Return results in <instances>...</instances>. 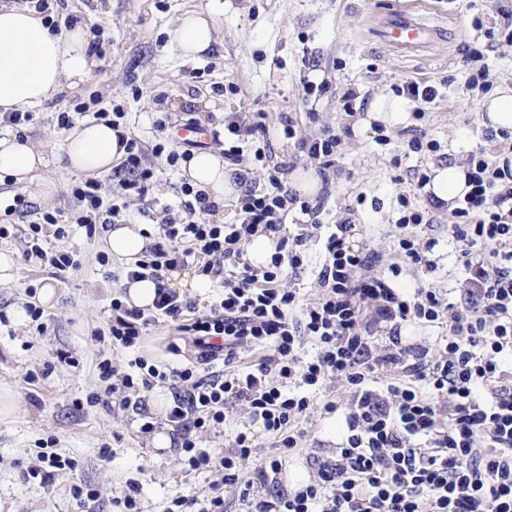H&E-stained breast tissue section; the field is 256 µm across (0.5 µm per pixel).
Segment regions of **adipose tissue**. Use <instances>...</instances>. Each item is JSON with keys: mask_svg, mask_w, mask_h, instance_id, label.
Masks as SVG:
<instances>
[{"mask_svg": "<svg viewBox=\"0 0 512 512\" xmlns=\"http://www.w3.org/2000/svg\"><path fill=\"white\" fill-rule=\"evenodd\" d=\"M212 14H185L171 32L172 43L187 57L206 52L213 41ZM83 28L66 34L51 32L36 11L0 0V113L28 112L43 105L63 86H78L91 73ZM125 154L119 129L102 122H82L67 134L63 150L54 161L85 174L110 172ZM51 160L30 140L19 138L11 125L0 126V173L23 181L48 168ZM189 181L205 190L216 207H223L234 187L222 154H193L184 167ZM107 244L113 256L134 264L146 245L136 224H116Z\"/></svg>", "mask_w": 512, "mask_h": 512, "instance_id": "adipose-tissue-1", "label": "adipose tissue"}]
</instances>
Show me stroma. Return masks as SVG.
<instances>
[{"label":"stroma","instance_id":"obj_1","mask_svg":"<svg viewBox=\"0 0 512 512\" xmlns=\"http://www.w3.org/2000/svg\"><path fill=\"white\" fill-rule=\"evenodd\" d=\"M216 15L217 41L199 58L183 57L169 33L187 12L205 10L211 0H68L70 14L80 16L84 30L104 28V57L95 59L91 75L74 89H64L40 108L24 127L27 137L47 153L59 152L68 132L58 116L85 103L74 122L94 119L96 113L119 110L127 135L152 151L158 142L154 122L157 94L167 97L166 110L174 125L195 121L206 129L204 148L224 144V118L231 112H263L271 150L294 171L315 173L313 160L283 134L286 119H293L306 135L324 129L350 127L344 150L336 159L338 172L325 204L322 221L335 223L340 207L353 204V220L361 237L384 264L395 260L396 220L400 195L410 192L408 172L430 173L454 163H465L482 143V94L467 88L468 75L459 59L469 47L481 48L491 89H512V43L487 37L512 18V0H223ZM423 23L434 33L419 50L404 52L387 37L389 25L401 17ZM482 29H475V21ZM332 82L335 93L305 97L300 80ZM406 77L429 80L440 96L423 121L437 151L410 152L400 129L414 125L413 105H406L399 123L387 124L388 141L378 144L368 113L372 102L391 97ZM353 88L359 94L354 117H346L338 92ZM51 195L39 186L15 178H0V225H12L0 250L17 257L13 282L0 286V392L15 402L12 414L0 418V512H118L113 499L128 479L141 483L142 512H165L169 502L189 490H207L217 472L185 476L179 433L168 428L170 447H154L151 434L141 432L145 417L162 419L155 400L170 401L167 385L158 384L142 394L144 411L118 402L90 403L105 384L97 365L110 354V345L95 335L107 330L112 301L124 298L126 266L112 257L106 233L87 235L72 224L76 211L71 188L82 181L79 173L51 166ZM181 168L159 167L146 199L126 198L132 221L151 228L154 219L189 221L178 189ZM57 212L70 232L64 242L48 240V248L64 245L81 262L78 271L54 274L35 261L23 260L25 230L41 214ZM436 230H421V238H437L432 256L438 269L426 276L408 269L392 284L411 292L435 289L449 301L459 298L456 245L448 238V213L435 214ZM323 261V245L310 242L304 264L286 277L284 287L299 291L302 302L316 299L314 272ZM56 286L53 305L43 307L40 320L10 321L6 312L32 304L31 288L43 280ZM190 339L178 336L163 320L148 326L136 347L126 349L119 372L142 357L157 365H178L193 356ZM252 426V425H251ZM305 436L299 449L284 453L280 437L252 426L260 455L279 459L276 485L256 484L254 491L269 496L274 487L291 488L296 471L312 476L310 449L335 447L346 432L342 413H325L314 405L300 425ZM110 458H102V445ZM49 445L77 463L76 475L60 474L50 480L35 477L40 447ZM80 477L97 496L80 505L69 487Z\"/></svg>","mask_w":512,"mask_h":512}]
</instances>
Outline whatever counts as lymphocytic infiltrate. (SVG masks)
I'll return each instance as SVG.
<instances>
[{
	"label": "lymphocytic infiltrate",
	"instance_id": "obj_1",
	"mask_svg": "<svg viewBox=\"0 0 512 512\" xmlns=\"http://www.w3.org/2000/svg\"><path fill=\"white\" fill-rule=\"evenodd\" d=\"M230 144L225 159L235 165L241 193L232 224H211L214 212L206 193L185 184L194 221L156 225L141 258L127 279L156 283L151 308L112 303L109 328L113 349L133 346L151 322L165 319L195 338L198 353L188 365L164 371L136 359L137 374H118L111 360L99 365L108 392L125 408H140V394L155 383H174L173 403L164 422L181 433L186 473L215 471L205 501L179 496L175 512H224L234 496L240 512H512V170L498 165L502 153L512 154V135L482 133L484 147L469 158V193L448 211V235L460 247L463 289L448 302L428 288L408 295L392 288L388 275L408 268L434 272L429 254L435 239L419 241L418 227H433V211L415 209L398 219V255L382 269L378 252L359 238L349 214H342L335 232L324 241L325 259L316 273L320 295L299 304L293 289L283 287L287 270L298 269L306 243L322 227L324 201L302 199L287 178L285 162H270L269 148L257 149L255 161L265 163L266 181L252 184L242 164L241 142L265 134L258 113L238 112L226 125ZM287 137L318 163L328 178L342 151L341 134ZM126 157L114 170L116 193L145 197L154 178L143 164L137 140L125 142ZM98 180L75 186L78 224L87 235L121 221L119 206L102 209ZM300 210L303 222L287 231L285 220ZM61 240L66 229L54 215L29 225L30 252L60 271H75L80 261L66 250L44 251L45 236ZM257 236L275 240L266 265L252 263L245 245ZM195 267L201 279L223 288L210 302L183 297L166 282L174 271ZM423 320L447 326L434 349L401 346L403 323ZM387 334L373 341L374 328ZM319 347L310 359L301 354L303 337ZM266 350L250 369L235 368L242 348ZM389 375L383 389L373 383ZM336 379L352 393L348 404L329 401L325 413L343 412L347 431L336 447L315 456V474L299 489L256 498L252 482L241 479L252 464L255 443L249 431L238 432L230 454L199 449L196 436L224 424L227 413L244 404L250 423L282 436L285 451H294L303 433L299 425L311 399L296 388L320 389ZM253 465V464H252Z\"/></svg>",
	"mask_w": 512,
	"mask_h": 512
}]
</instances>
